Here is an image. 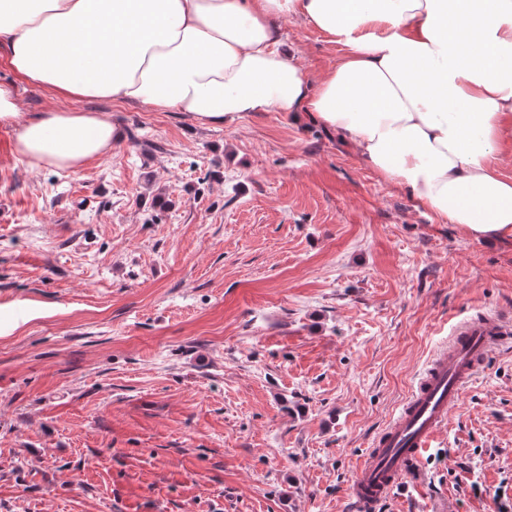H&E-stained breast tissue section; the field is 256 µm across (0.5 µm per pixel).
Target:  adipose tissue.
<instances>
[{"label":"adipose tissue","mask_w":512,"mask_h":512,"mask_svg":"<svg viewBox=\"0 0 512 512\" xmlns=\"http://www.w3.org/2000/svg\"><path fill=\"white\" fill-rule=\"evenodd\" d=\"M300 17L341 46L310 82L274 24ZM0 49L61 99L31 117L0 83V126L34 168L75 171L121 138L69 100L143 104L220 126L251 112L347 138L439 221L512 240V0H0Z\"/></svg>","instance_id":"obj_1"}]
</instances>
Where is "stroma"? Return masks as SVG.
Segmentation results:
<instances>
[{"mask_svg":"<svg viewBox=\"0 0 512 512\" xmlns=\"http://www.w3.org/2000/svg\"><path fill=\"white\" fill-rule=\"evenodd\" d=\"M275 25L310 81L340 54ZM76 107L125 132L76 173L29 167L0 127V512H350L455 322L512 318V242L438 223L310 120ZM500 506L497 352L380 512Z\"/></svg>","mask_w":512,"mask_h":512,"instance_id":"35a3bbf8","label":"stroma"}]
</instances>
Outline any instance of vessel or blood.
<instances>
[{
	"label": "vessel or blood",
	"instance_id": "1",
	"mask_svg": "<svg viewBox=\"0 0 512 512\" xmlns=\"http://www.w3.org/2000/svg\"><path fill=\"white\" fill-rule=\"evenodd\" d=\"M511 345L512 320L504 317L466 320L455 327L447 346L429 361L409 398L357 462L347 496L359 512H373L393 497L489 354Z\"/></svg>",
	"mask_w": 512,
	"mask_h": 512
}]
</instances>
